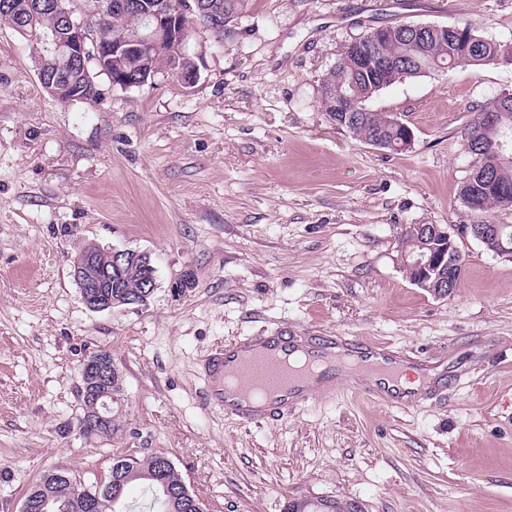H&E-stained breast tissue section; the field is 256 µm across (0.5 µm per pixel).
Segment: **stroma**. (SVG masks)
Instances as JSON below:
<instances>
[{"mask_svg": "<svg viewBox=\"0 0 512 512\" xmlns=\"http://www.w3.org/2000/svg\"><path fill=\"white\" fill-rule=\"evenodd\" d=\"M403 21L512 43V0H245L224 35L193 21L194 87L101 75L88 104L48 93L33 36L0 22V512L45 470L92 485L114 454L156 451L204 512H512V258L462 234L482 215L459 194L477 165L461 132L512 93V62L380 91L371 108L413 132L403 151L320 101L345 44ZM414 224L453 233L457 291L407 278ZM88 243L151 254L146 304L83 305L70 271ZM277 327L380 343L448 391L400 409L342 387L274 425L208 407L200 360ZM99 351L122 404L111 434L86 435L82 367Z\"/></svg>", "mask_w": 512, "mask_h": 512, "instance_id": "1", "label": "stroma"}]
</instances>
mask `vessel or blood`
I'll return each instance as SVG.
<instances>
[{
    "label": "vessel or blood",
    "mask_w": 512,
    "mask_h": 512,
    "mask_svg": "<svg viewBox=\"0 0 512 512\" xmlns=\"http://www.w3.org/2000/svg\"><path fill=\"white\" fill-rule=\"evenodd\" d=\"M201 372L209 404L243 424L303 410L321 386L350 387L401 407L411 397L402 358L354 339L278 331L248 336L212 349Z\"/></svg>",
    "instance_id": "b4317fda"
}]
</instances>
